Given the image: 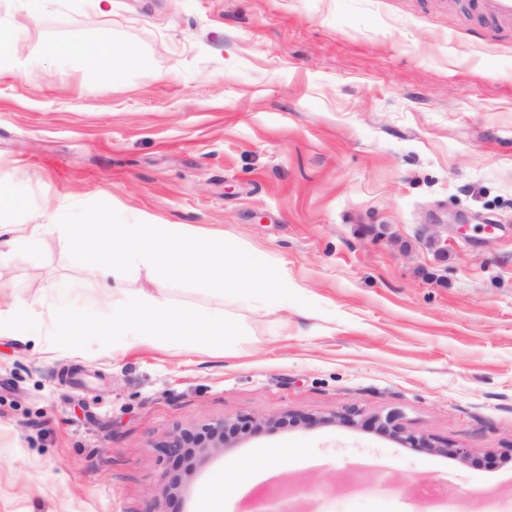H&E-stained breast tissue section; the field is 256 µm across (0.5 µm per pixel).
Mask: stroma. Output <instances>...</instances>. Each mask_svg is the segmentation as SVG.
I'll return each mask as SVG.
<instances>
[{
    "instance_id": "1",
    "label": "stroma",
    "mask_w": 512,
    "mask_h": 512,
    "mask_svg": "<svg viewBox=\"0 0 512 512\" xmlns=\"http://www.w3.org/2000/svg\"><path fill=\"white\" fill-rule=\"evenodd\" d=\"M0 0L24 65L0 77V186L42 224L0 242V286L37 331L0 324V512H200L251 459L238 500L307 495L302 512H512V41L467 0ZM108 38L136 64L96 68ZM103 201L125 220L190 224L275 265L276 304L106 276L129 297L238 321L199 344L53 345L54 310L89 306L58 219ZM398 412L420 452L344 422ZM260 428L178 458L174 435ZM469 449L462 462L455 449ZM42 224H1L0 236L11 235L12 240H19L23 245L35 244L43 234ZM248 425H250L251 427L258 428L259 426H261V421L258 419H249L238 421L237 423H230L224 420L214 424H210L204 427V430L209 435L212 441H217L219 444L226 445L231 434L236 432L238 429L247 427ZM266 470L267 462L256 459L225 471L222 480L208 491L202 512H223L224 507L225 511H231L236 499L248 492Z\"/></svg>"
}]
</instances>
